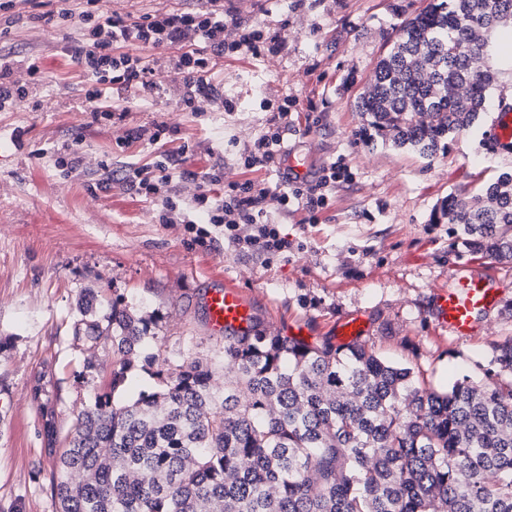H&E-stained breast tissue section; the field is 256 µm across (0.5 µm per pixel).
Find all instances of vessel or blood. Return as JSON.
<instances>
[{
  "mask_svg": "<svg viewBox=\"0 0 512 512\" xmlns=\"http://www.w3.org/2000/svg\"><path fill=\"white\" fill-rule=\"evenodd\" d=\"M489 138L497 149H512V113H500L492 126ZM497 273L493 266H485L479 273L456 270L449 287L438 289L436 297V323L449 335L462 339L476 335L484 318L501 301L496 287ZM206 322L210 331L218 336L233 329H250L255 310L246 293L233 282L209 289L203 299ZM338 335L351 341L364 336L366 327L360 313L344 315L336 324Z\"/></svg>",
  "mask_w": 512,
  "mask_h": 512,
  "instance_id": "1",
  "label": "vessel or blood"
}]
</instances>
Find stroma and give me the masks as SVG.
<instances>
[{
	"label": "stroma",
	"mask_w": 512,
	"mask_h": 512,
	"mask_svg": "<svg viewBox=\"0 0 512 512\" xmlns=\"http://www.w3.org/2000/svg\"><path fill=\"white\" fill-rule=\"evenodd\" d=\"M428 2L226 0V9L286 36L278 54L228 57L217 67L233 110L198 116L161 99L127 116L135 129L166 123V139L191 141L180 168L202 172L220 160L229 183L240 180L238 155L274 106L298 101L285 147L308 155L311 176L341 159L352 178L333 185L315 224L304 210L270 202L271 219L303 248L268 268L220 232L201 244L184 225L157 223L160 200L117 184L97 188L104 168L149 162L152 146L119 148L109 120L80 111L87 81L65 52L79 36L72 23L28 22L29 0L0 11V51L38 57L55 100L48 112H0V512H59L31 389L46 373L58 440L66 442L102 384L84 371L85 360L112 363L111 343L90 349L71 341L88 293L105 304L122 298L155 320L144 353L171 365L193 358L216 371L224 339L207 327L203 296L227 279L273 335L304 324L307 342L332 338L340 317L362 313L364 343L411 363L436 388L487 362L491 347L512 337V262L496 265L501 303L478 335L459 340L437 327L435 289L448 287L459 264L480 268L485 260L449 252L450 224L432 221L449 193L476 191L512 170V151L486 147L501 104L512 102V70L501 69L485 112L448 154L425 159L354 141L355 102L389 36ZM74 150L81 160L71 164Z\"/></svg>",
	"instance_id": "35a3bbf8"
}]
</instances>
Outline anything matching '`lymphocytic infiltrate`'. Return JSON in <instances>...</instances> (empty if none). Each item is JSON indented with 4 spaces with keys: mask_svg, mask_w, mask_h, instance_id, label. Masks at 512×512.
<instances>
[{
    "mask_svg": "<svg viewBox=\"0 0 512 512\" xmlns=\"http://www.w3.org/2000/svg\"><path fill=\"white\" fill-rule=\"evenodd\" d=\"M60 17L75 23L81 32L67 53L88 82L82 111L111 120L113 128L121 132V144L145 139L157 150L153 162L109 171L113 183L147 198H161V223H177L184 211L192 209L203 213L208 223L223 227L225 240L244 256L265 266L287 257L294 245L271 220L269 198H276L280 207L294 204L315 214L327 206L328 192L336 180L350 175L344 162L337 161L324 168L310 187L275 195L253 180V173L273 165L282 151L288 129L287 106H279L267 126L244 148L239 163L248 177L230 185L225 184L224 169L219 165L200 173L178 169L177 158L184 149L167 148L166 124L156 125L147 138L125 125L129 112L146 98L164 94L177 96L184 112L232 110V102L225 100L215 77L217 61L233 54H276L284 45V35L226 12L224 0H204L197 8L136 18L103 10L98 0H86L85 9L76 13L64 9ZM162 67L173 71L175 85L165 87L156 82L155 74ZM45 79L35 60L1 54L0 112L14 111L27 99L32 100L33 111H44L48 100L41 96L40 88ZM176 179L194 184L190 198L173 191Z\"/></svg>",
    "mask_w": 512,
    "mask_h": 512,
    "instance_id": "f902f5d3",
    "label": "lymphocytic infiltrate"
}]
</instances>
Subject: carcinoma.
<instances>
[{"instance_id": "obj_1", "label": "carcinoma", "mask_w": 512, "mask_h": 512, "mask_svg": "<svg viewBox=\"0 0 512 512\" xmlns=\"http://www.w3.org/2000/svg\"><path fill=\"white\" fill-rule=\"evenodd\" d=\"M512 0H431L395 31L357 98L365 141L433 157L485 112L498 28ZM450 248L512 261V171L451 194ZM72 340L112 343V376L55 448L54 395L38 382L61 512H512V338L482 378L442 390L356 340L224 336V384L199 360L160 367L121 400L152 322L85 299Z\"/></svg>"}]
</instances>
